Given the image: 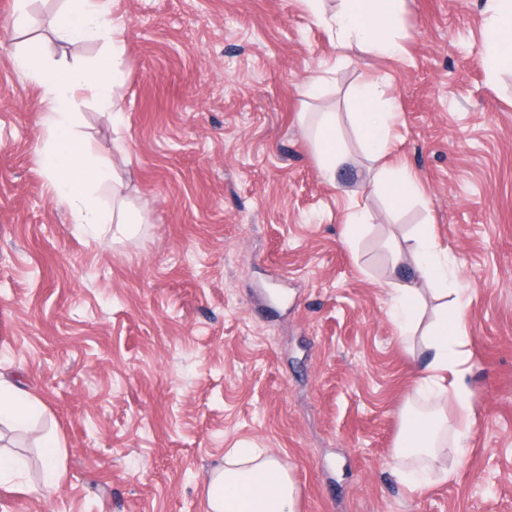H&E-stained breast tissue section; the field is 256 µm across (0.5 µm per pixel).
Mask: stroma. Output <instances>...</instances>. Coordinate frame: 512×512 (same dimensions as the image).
Returning a JSON list of instances; mask_svg holds the SVG:
<instances>
[{"mask_svg":"<svg viewBox=\"0 0 512 512\" xmlns=\"http://www.w3.org/2000/svg\"><path fill=\"white\" fill-rule=\"evenodd\" d=\"M64 0H0V378L40 401L13 431L27 465L0 512H208L233 448L275 455L297 512H512V67L490 70L486 0H405L396 59L338 49L304 0H119L113 128L78 99V131L119 169L142 224L77 235L39 161L38 88ZM391 85L393 144L424 186L392 205L350 119L349 90ZM332 112L351 162L322 173L302 113ZM371 212L348 242L352 199ZM448 250V323L474 415L409 491L394 448L425 411L391 316V252L419 225ZM61 473L42 488L39 444Z\"/></svg>","mask_w":512,"mask_h":512,"instance_id":"35a3bbf8","label":"stroma"}]
</instances>
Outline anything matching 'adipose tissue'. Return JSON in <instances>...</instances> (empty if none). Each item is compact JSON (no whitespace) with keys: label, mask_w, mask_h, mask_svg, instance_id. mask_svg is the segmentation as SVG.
Segmentation results:
<instances>
[{"label":"adipose tissue","mask_w":512,"mask_h":512,"mask_svg":"<svg viewBox=\"0 0 512 512\" xmlns=\"http://www.w3.org/2000/svg\"><path fill=\"white\" fill-rule=\"evenodd\" d=\"M485 42L491 67L512 63V0H488ZM404 0H342L330 15L315 12L318 23L335 35L338 46L355 44L376 54L397 58L403 45L390 32L396 26ZM58 40L101 43L102 51L92 62L77 65L43 64L37 48L17 57L18 68L27 70L41 90L39 100L45 144L40 162L48 178L53 201L66 206L73 224L92 238L107 226L117 232L134 229L126 208L124 182L97 146L79 136L76 115L70 107L84 97L109 111L113 125L122 122L116 91L126 81L119 67L124 50L125 28L112 14V0H69L68 8L54 23ZM351 98L358 108L353 119L364 148L373 159L382 161L374 176V188L398 201L422 186L409 166L393 156L392 100L386 81L369 80L356 86ZM316 157L326 176L335 177L348 156L336 136V118L319 116L316 126ZM112 190L111 205L97 197L100 188ZM418 278L439 286L447 297L448 269L433 251L427 234H419L411 249ZM429 357L416 368L420 384L431 391L437 414L454 408L460 421H468L472 407L463 398L465 386L456 337L439 328L424 339ZM39 410L38 400L12 383L0 380V422L26 424ZM442 449L439 429L421 416H411L397 448L405 458L423 460ZM210 512H296L298 489L287 469L273 455L258 448H238L225 455L223 468L210 478L206 488Z\"/></svg>","instance_id":"adipose-tissue-1"}]
</instances>
